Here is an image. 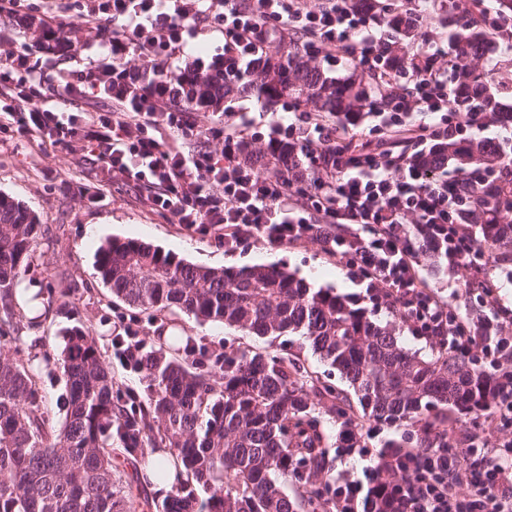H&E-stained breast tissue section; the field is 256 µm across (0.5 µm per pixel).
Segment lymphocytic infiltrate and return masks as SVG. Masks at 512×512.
I'll use <instances>...</instances> for the list:
<instances>
[{
  "label": "lymphocytic infiltrate",
  "mask_w": 512,
  "mask_h": 512,
  "mask_svg": "<svg viewBox=\"0 0 512 512\" xmlns=\"http://www.w3.org/2000/svg\"><path fill=\"white\" fill-rule=\"evenodd\" d=\"M388 12L330 0H81L84 26L107 31L106 50L87 70L45 77L49 62L26 50L0 55V141H81L113 176L133 184L141 201L194 235L232 252L248 236L273 246L318 243L345 268L375 307L401 310L412 335L482 354L486 366H512V338L488 286L491 256L462 220L458 187L474 192L512 176V163L465 170L432 168L428 158L494 127L493 114L469 121L448 111V72L435 43H414L405 75L386 65L382 31ZM224 28V68L262 64L275 38H305L307 56L336 62L357 57L390 90L391 109L377 113L381 143L368 149L343 137L322 112L275 123L272 136L252 121L202 126L183 103L175 61L210 23ZM106 97L104 112L78 105ZM265 151L301 153L288 169L259 172L245 159L247 141ZM449 276L465 273L467 292L488 311L485 334L471 316L442 299L422 274L421 255ZM469 449H403L400 480L387 495L391 512H512V460L485 467L470 459L468 490L452 482Z\"/></svg>",
  "instance_id": "1"
}]
</instances>
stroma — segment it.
<instances>
[{"instance_id":"1","label":"stroma","mask_w":512,"mask_h":512,"mask_svg":"<svg viewBox=\"0 0 512 512\" xmlns=\"http://www.w3.org/2000/svg\"><path fill=\"white\" fill-rule=\"evenodd\" d=\"M33 14L50 11L53 23L75 29L82 46L78 55H62L61 68L81 69L102 51L106 32L82 26L77 0H28ZM288 99L265 107L249 95L237 96L218 111H195L199 124L216 118L236 123L248 117L262 127L287 118ZM0 193L8 195L33 211L49 234L39 240L23 282L38 291L40 305H47L50 288L65 281L70 289L66 307L56 308L23 332L24 344L33 345L40 385L51 413H58L64 379L57 364L66 328L80 326L88 330L116 380L135 388L136 374L126 368L118 355L115 340L126 323L139 324L140 336L147 346L169 348L171 337L192 339L216 349L240 351L287 350L308 370L324 372L309 344L297 336L278 338L248 336L219 323L200 324L180 313H167L151 319L130 309L113 296L99 278L95 260L99 247L112 239L136 240L187 262L212 268H239L264 265L295 273L310 287L331 288L349 297L358 306L371 311L379 322L392 321L391 312L375 310L363 298L358 286L346 276L335 260L328 258L319 245L267 244L252 236L240 249L227 252L209 239L188 233L167 217L142 204L136 190L120 178L104 171L101 165L85 158L79 145L61 147L39 140H9L0 144ZM326 372V371H325ZM389 429L372 428L365 447L351 451L338 449L335 470L337 484L365 483L369 457L378 455L383 443L393 438Z\"/></svg>"}]
</instances>
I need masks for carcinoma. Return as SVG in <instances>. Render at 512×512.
<instances>
[{
	"mask_svg": "<svg viewBox=\"0 0 512 512\" xmlns=\"http://www.w3.org/2000/svg\"><path fill=\"white\" fill-rule=\"evenodd\" d=\"M460 70L448 103L464 120L493 112L512 123V87L496 96L479 61L494 37L483 0H448L434 13ZM392 42L410 28L390 19ZM186 103L209 109L231 94L259 102L288 97L332 112L342 126L387 101L375 80L328 78L290 45L286 59L265 73L224 81V70L185 79ZM507 145L448 148V163L495 164ZM464 219L497 261L512 265V181L476 196ZM48 228L13 198L0 194V512H131L153 503L138 460L163 452L175 473L162 512H343L331 478L324 430L329 416L344 428V445L365 422L419 432L417 447H448V413L489 412L495 376L442 343L427 356L408 352L392 330L376 324L351 300L315 289L284 271L251 266H198L140 242L112 240L98 250L96 268L112 295L153 317L178 310L198 322H219L255 336H302L321 361L336 368L356 400L278 352L211 351L187 344L182 355L140 351L127 368L140 388L117 387L96 340L83 328L65 330L60 366L67 409L57 422L45 404L32 358L15 346L27 323L16 298L22 273ZM223 380L216 387L215 378ZM132 467L122 481L114 459ZM371 512H385L383 484L368 492Z\"/></svg>",
	"mask_w": 512,
	"mask_h": 512,
	"instance_id": "carcinoma-1",
	"label": "carcinoma"
}]
</instances>
